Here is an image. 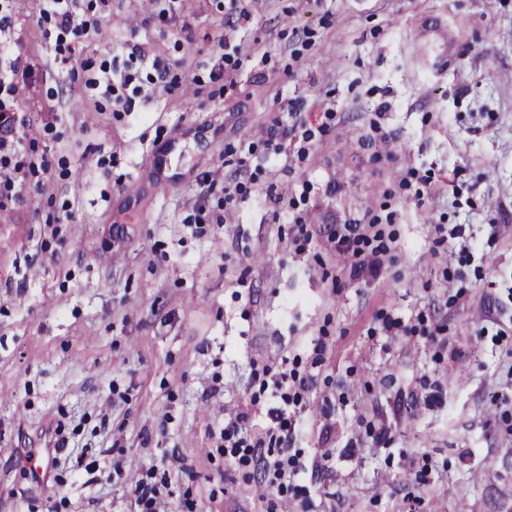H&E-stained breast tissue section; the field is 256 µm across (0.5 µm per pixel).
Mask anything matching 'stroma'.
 <instances>
[{
	"instance_id": "1",
	"label": "stroma",
	"mask_w": 512,
	"mask_h": 512,
	"mask_svg": "<svg viewBox=\"0 0 512 512\" xmlns=\"http://www.w3.org/2000/svg\"><path fill=\"white\" fill-rule=\"evenodd\" d=\"M42 8L0 30L47 166L0 199V512H136L141 480L170 512H512V0H250L233 30L224 0H80L72 53ZM368 212L393 261L355 277L335 235ZM283 405L278 495L220 432Z\"/></svg>"
}]
</instances>
